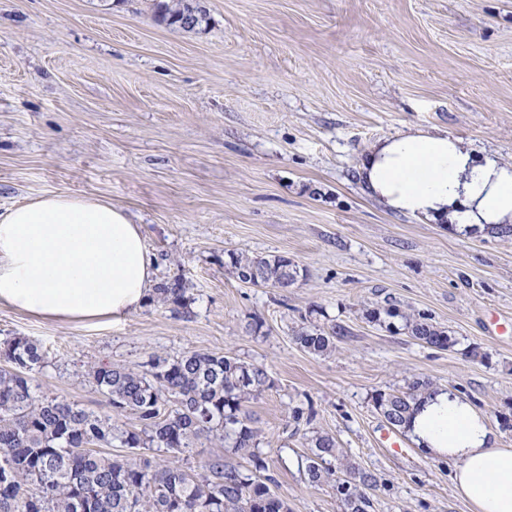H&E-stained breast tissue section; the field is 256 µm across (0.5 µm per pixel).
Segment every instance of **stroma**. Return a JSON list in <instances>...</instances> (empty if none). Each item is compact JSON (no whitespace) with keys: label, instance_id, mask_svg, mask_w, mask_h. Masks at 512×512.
<instances>
[{"label":"stroma","instance_id":"1","mask_svg":"<svg viewBox=\"0 0 512 512\" xmlns=\"http://www.w3.org/2000/svg\"><path fill=\"white\" fill-rule=\"evenodd\" d=\"M194 30L157 23L153 0H0V212L48 193L111 202L139 225L155 280L184 306L145 304L111 325L61 324L0 306V343L47 355L38 392L111 414L86 372L146 370L193 351L265 366L248 409L272 491L291 512H341L309 484L312 428L335 436L379 488L372 512H469L454 464L388 423L377 392L417 378L470 401L512 448V237L464 235L387 210L357 168L379 139L446 129L512 163V0H200ZM285 255L282 289L239 281L229 254ZM396 305L454 346L418 344ZM339 325L323 355L301 326ZM382 314L385 318H401L405 321V326L411 336L422 344L438 349H447L455 344L454 338L448 335L444 330L439 329L431 319L425 314L411 316L400 311L396 306L391 305L387 308L371 310L368 317L375 321H380Z\"/></svg>","mask_w":512,"mask_h":512}]
</instances>
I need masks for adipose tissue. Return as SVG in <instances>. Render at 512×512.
Instances as JSON below:
<instances>
[{
	"label": "adipose tissue",
	"mask_w": 512,
	"mask_h": 512,
	"mask_svg": "<svg viewBox=\"0 0 512 512\" xmlns=\"http://www.w3.org/2000/svg\"><path fill=\"white\" fill-rule=\"evenodd\" d=\"M368 194L392 211L486 232L512 225V164L447 131L378 140L358 167ZM152 260L140 227L110 202L47 194L0 212V306L60 323H117L150 296ZM409 437L454 462L470 512H512V448L465 399L443 389L412 405Z\"/></svg>",
	"instance_id": "1"
}]
</instances>
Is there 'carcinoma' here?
I'll return each mask as SVG.
<instances>
[{
  "instance_id": "cac0c4a2",
  "label": "carcinoma",
  "mask_w": 512,
  "mask_h": 512,
  "mask_svg": "<svg viewBox=\"0 0 512 512\" xmlns=\"http://www.w3.org/2000/svg\"><path fill=\"white\" fill-rule=\"evenodd\" d=\"M154 7L157 21L168 26L193 30L207 19L197 0H155ZM228 257L237 276L243 269L260 270L256 285H276L288 267L300 273L281 255L241 251ZM185 285L182 279L162 280L149 302L181 305ZM383 316L404 320L422 344L455 345L425 314L411 316L394 305L368 312L375 321ZM339 334L334 327L302 326L293 340L323 355ZM0 360V512H289L288 503L270 491L272 477L263 475L268 466L259 451L260 433L246 409L272 385L265 368L204 351L156 357L142 373L98 363L88 371L96 391L116 412L138 419L137 427L125 429L75 400L38 398L33 383L44 353L28 338L4 343ZM430 388L418 379L400 394L377 393L374 405L387 423L403 430L411 403ZM211 435L224 442L228 454L248 453L250 466L218 458L192 473L178 465L195 440ZM309 441L308 481L333 484L341 512H370L375 476L345 456L333 436L314 431ZM114 445L130 453L105 452Z\"/></svg>"
}]
</instances>
